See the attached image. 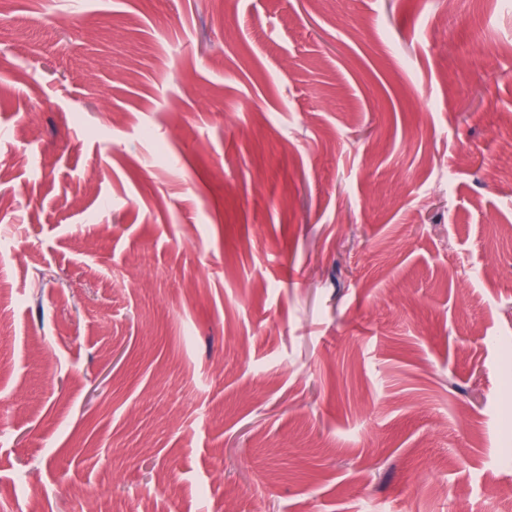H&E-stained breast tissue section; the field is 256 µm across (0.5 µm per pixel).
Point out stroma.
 Instances as JSON below:
<instances>
[{
	"label": "stroma",
	"mask_w": 512,
	"mask_h": 512,
	"mask_svg": "<svg viewBox=\"0 0 512 512\" xmlns=\"http://www.w3.org/2000/svg\"><path fill=\"white\" fill-rule=\"evenodd\" d=\"M0 512H499L512 0H0Z\"/></svg>",
	"instance_id": "1"
}]
</instances>
